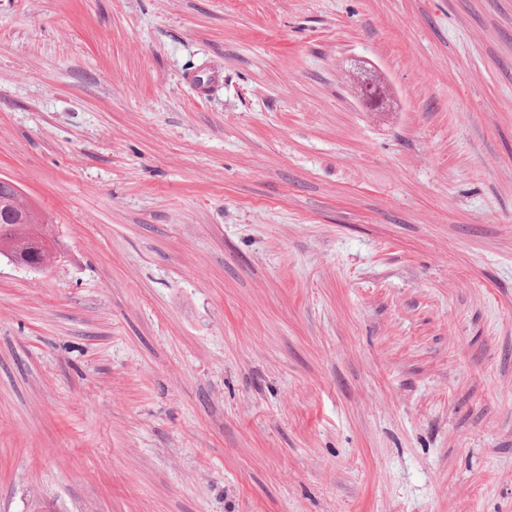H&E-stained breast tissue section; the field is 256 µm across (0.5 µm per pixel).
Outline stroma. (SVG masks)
<instances>
[{
	"label": "stroma",
	"mask_w": 512,
	"mask_h": 512,
	"mask_svg": "<svg viewBox=\"0 0 512 512\" xmlns=\"http://www.w3.org/2000/svg\"><path fill=\"white\" fill-rule=\"evenodd\" d=\"M0 178V512H512V0H0ZM37 212L16 185L0 184V256L7 258L6 252L18 255L25 250L29 236L27 222L39 217ZM4 225L10 230L2 238L1 230Z\"/></svg>",
	"instance_id": "35a3bbf8"
}]
</instances>
